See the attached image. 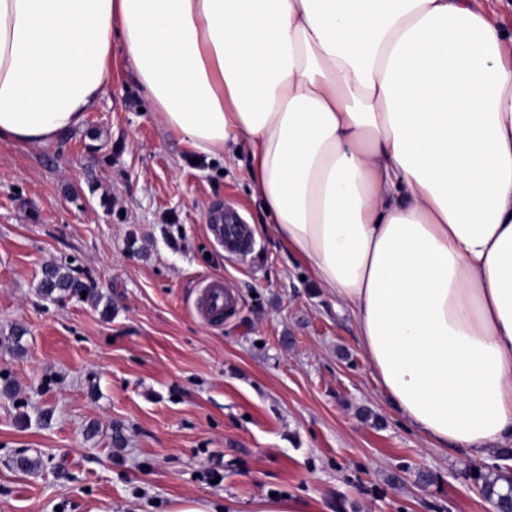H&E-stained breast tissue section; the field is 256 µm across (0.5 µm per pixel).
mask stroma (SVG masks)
<instances>
[{
  "label": "stroma",
  "instance_id": "35a3bbf8",
  "mask_svg": "<svg viewBox=\"0 0 512 512\" xmlns=\"http://www.w3.org/2000/svg\"><path fill=\"white\" fill-rule=\"evenodd\" d=\"M112 64L81 127L0 142V512H252L272 494L316 512H494L467 477L476 459L404 424L348 315L264 230L246 157L195 156L117 37ZM225 207L257 229L247 256L210 231ZM50 263L98 300L43 298ZM211 279L232 286L234 317L196 314Z\"/></svg>",
  "mask_w": 512,
  "mask_h": 512
}]
</instances>
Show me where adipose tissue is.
I'll list each match as a JSON object with an SVG mask.
<instances>
[{
	"instance_id": "ef3b65f1",
	"label": "adipose tissue",
	"mask_w": 512,
	"mask_h": 512,
	"mask_svg": "<svg viewBox=\"0 0 512 512\" xmlns=\"http://www.w3.org/2000/svg\"><path fill=\"white\" fill-rule=\"evenodd\" d=\"M155 118L248 157L285 252L434 447L512 443V46L472 0H0V141L81 126L112 39Z\"/></svg>"
}]
</instances>
